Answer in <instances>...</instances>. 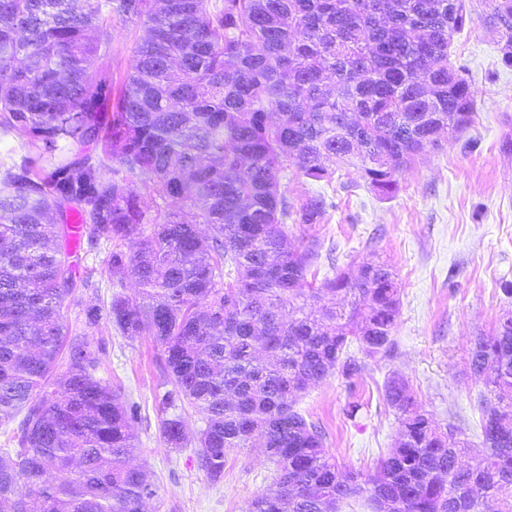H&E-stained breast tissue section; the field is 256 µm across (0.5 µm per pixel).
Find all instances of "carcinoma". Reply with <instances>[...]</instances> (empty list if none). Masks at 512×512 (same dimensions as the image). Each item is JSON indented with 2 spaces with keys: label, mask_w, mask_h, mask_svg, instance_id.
<instances>
[{
  "label": "carcinoma",
  "mask_w": 512,
  "mask_h": 512,
  "mask_svg": "<svg viewBox=\"0 0 512 512\" xmlns=\"http://www.w3.org/2000/svg\"><path fill=\"white\" fill-rule=\"evenodd\" d=\"M474 14L511 68L512 0H0V140L29 135L20 160L0 159V512H145L156 496L131 464L135 408L95 376L86 333L65 319L92 286L75 227L108 246L112 327L160 344L159 403L203 415L199 469L218 482L227 454L261 438L276 474L247 512L350 499L512 512L511 311L471 350L487 386L473 465L459 463L471 444L449 441L396 376L383 398L401 437L368 480L343 473L295 408L311 384L362 374L351 345L390 354L400 301L383 262L307 281L316 241L290 243L288 221L319 223L327 201L309 193L295 208L280 180L294 168L329 181L332 160L395 194L401 168L473 122L470 71L450 56ZM126 24L145 35L113 95L89 64ZM86 142L100 152H73ZM160 432L187 445L179 415Z\"/></svg>",
  "instance_id": "1"
}]
</instances>
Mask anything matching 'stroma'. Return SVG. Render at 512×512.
Wrapping results in <instances>:
<instances>
[{
	"label": "stroma",
	"mask_w": 512,
	"mask_h": 512,
	"mask_svg": "<svg viewBox=\"0 0 512 512\" xmlns=\"http://www.w3.org/2000/svg\"><path fill=\"white\" fill-rule=\"evenodd\" d=\"M141 34L133 24L117 28L112 54L92 62L94 75L118 87ZM501 46L480 17L455 39L453 52L474 79L475 120L457 141L401 170L394 196L379 195L347 166L337 167L328 182L293 170L281 180L291 205L309 192L323 193L329 202L315 227H288L295 241L318 236L312 265L317 278L384 260L399 288L392 352L366 359L358 378L335 374L311 385L296 403L323 427L326 450L341 469L370 476L397 441L399 420L383 399L384 382L394 375L408 382L419 410L437 427L453 425L461 438L480 441L477 401L486 385L469 368L471 342L492 334L500 316L512 310L503 291L512 283V148L503 145L512 138V68L502 65ZM79 255L95 286L79 291L67 307L74 326L81 325L86 307L107 308L113 292L106 247L85 244ZM88 337L99 357L98 377L137 409L134 462L158 488L147 512H246L272 482L262 448L231 451L223 480L212 482L198 468L194 446L173 449L160 435L166 414L155 399L160 347L154 339H126L105 319ZM352 401L362 404L353 417L347 414Z\"/></svg>",
	"instance_id": "stroma-1"
}]
</instances>
